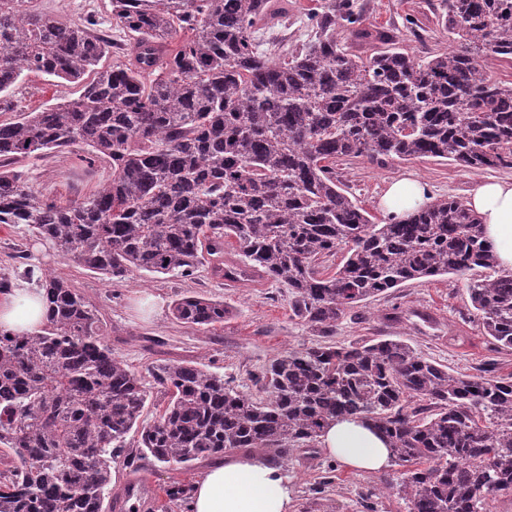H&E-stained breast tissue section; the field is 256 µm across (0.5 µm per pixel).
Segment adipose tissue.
<instances>
[{"label": "adipose tissue", "mask_w": 512, "mask_h": 512, "mask_svg": "<svg viewBox=\"0 0 512 512\" xmlns=\"http://www.w3.org/2000/svg\"><path fill=\"white\" fill-rule=\"evenodd\" d=\"M432 188L419 179L390 184L381 201L385 215L406 218L414 208L431 202ZM482 218L487 245L503 269H512V178L476 181L467 200ZM45 308L38 288L28 281L14 282L0 294V328L14 333H34L44 321ZM319 444L337 461L370 472L392 466L384 439L361 419L333 421ZM294 490L279 467L261 455L233 457L209 468L191 491V512H292Z\"/></svg>", "instance_id": "adipose-tissue-1"}]
</instances>
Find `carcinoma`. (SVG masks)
<instances>
[{"mask_svg": "<svg viewBox=\"0 0 512 512\" xmlns=\"http://www.w3.org/2000/svg\"><path fill=\"white\" fill-rule=\"evenodd\" d=\"M112 17L129 39L108 40L92 17L68 23L0 0V94L25 73H94L78 98L0 122V224L27 226L111 282L134 270L191 278L205 264L233 282H279L294 315L324 333L407 281L477 271L466 284L474 313L492 345L512 349V272L463 201L379 224L336 177L338 159L512 168V83L479 71L512 62V0H442L450 46L418 58L341 44L338 27L359 45L381 38L349 0H329L291 46L274 0H112ZM109 53L115 63L99 67ZM73 146L109 159L112 177L61 206L20 164ZM230 242L239 259L226 261ZM39 287L40 332L0 329V512H103L120 456L192 467L235 450L313 453L348 416L406 468L398 494L410 512H488L512 495V374L493 362L464 375L403 341L317 345L272 359L257 377L263 397L166 363L148 370L165 403L147 422L144 377L112 355L96 308L62 278ZM172 314L210 329L228 310L191 294ZM189 491L170 483L166 504Z\"/></svg>", "mask_w": 512, "mask_h": 512, "instance_id": "cac0c4a2", "label": "carcinoma"}]
</instances>
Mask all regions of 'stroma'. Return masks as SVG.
Here are the masks:
<instances>
[{
	"label": "stroma",
	"mask_w": 512,
	"mask_h": 512,
	"mask_svg": "<svg viewBox=\"0 0 512 512\" xmlns=\"http://www.w3.org/2000/svg\"><path fill=\"white\" fill-rule=\"evenodd\" d=\"M372 30L387 32L393 43L415 56L447 46L448 35L438 26L434 11L440 0H352ZM35 10L59 20L78 22L94 15L104 30H112L111 0H32ZM415 17L423 33L414 36L404 25ZM82 86L60 79L30 74L12 88L15 112L39 108L77 98ZM23 171L29 184L58 204L67 205L104 186L111 174L106 161L79 162L75 149L45 152L27 160ZM336 175L346 189L372 214L389 183L400 178L426 180L435 197L466 199L471 184L487 177H512V168L472 170L434 160H390L383 164L359 160L337 162ZM33 269L35 277L52 274L66 279L98 311L105 340L114 356L139 372L155 365L193 361L223 374L237 389L258 394L256 378L268 362L279 355L324 342L323 333L291 310L288 288L260 280L230 286L214 278L209 267H200L194 278L180 279L143 271L125 280L108 282L101 274L62 258L49 242L35 237L25 225L0 224V272ZM202 295L223 300L230 314L223 327L210 332L182 324L171 315L172 302L183 295ZM470 301L464 278L448 275L404 283L388 293L352 308L337 321L331 337L340 343L365 339H399L422 357L448 366L461 374L473 373L479 364L492 360L502 375L512 373V349L494 352L487 336L468 312ZM292 483L295 512H317L314 489L322 475H330V493L337 512H409L395 483L402 473L395 465L376 474L338 464L326 453L313 460L293 453L271 455ZM113 467L109 512H161L164 489L175 480L196 482L205 465L185 468L142 459L138 469L123 460Z\"/></svg>",
	"instance_id": "35a3bbf8"
}]
</instances>
